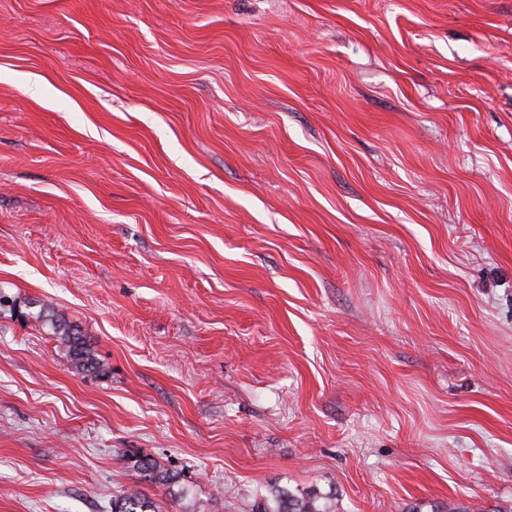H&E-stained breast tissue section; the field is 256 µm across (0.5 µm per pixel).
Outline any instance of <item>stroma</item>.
Listing matches in <instances>:
<instances>
[{
    "mask_svg": "<svg viewBox=\"0 0 512 512\" xmlns=\"http://www.w3.org/2000/svg\"><path fill=\"white\" fill-rule=\"evenodd\" d=\"M0 287V512H512V0H0ZM21 316L33 317L42 327H47L51 334L57 338L77 370L87 372H102L103 366L95 359L93 352L86 346L82 338V331L78 325L69 321L61 312L45 304L40 305L36 315L20 312ZM317 493L296 495L282 487H271L257 505L256 512H329L317 505ZM152 499L139 490H127L119 498L112 500L113 512H158Z\"/></svg>",
    "mask_w": 512,
    "mask_h": 512,
    "instance_id": "35a3bbf8",
    "label": "stroma"
}]
</instances>
